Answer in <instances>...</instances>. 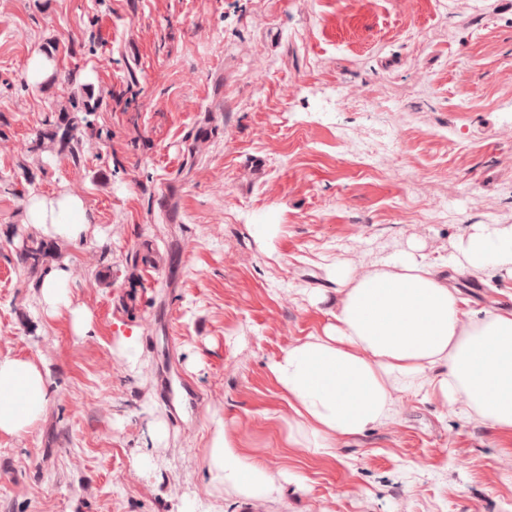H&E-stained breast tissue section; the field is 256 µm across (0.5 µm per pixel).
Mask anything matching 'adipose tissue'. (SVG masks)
<instances>
[{
    "instance_id": "ef3b65f1",
    "label": "adipose tissue",
    "mask_w": 512,
    "mask_h": 512,
    "mask_svg": "<svg viewBox=\"0 0 512 512\" xmlns=\"http://www.w3.org/2000/svg\"><path fill=\"white\" fill-rule=\"evenodd\" d=\"M27 215L68 239L86 230L83 204L71 196L33 199ZM447 264L512 276V225H474L443 264L413 245L357 278L334 268L333 323L268 365L309 452L331 453L336 440L387 421L406 392L435 395L450 406L464 401V416L512 432V309L471 315L443 274ZM48 394L47 374L35 361L0 358V433L32 429ZM205 464L247 501L276 488L274 474L250 462L224 431L213 434Z\"/></svg>"
}]
</instances>
